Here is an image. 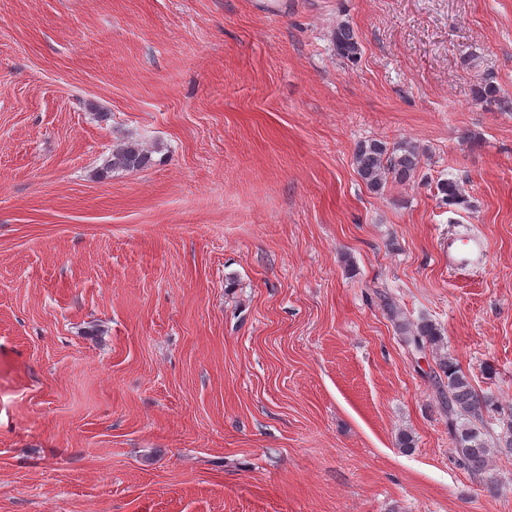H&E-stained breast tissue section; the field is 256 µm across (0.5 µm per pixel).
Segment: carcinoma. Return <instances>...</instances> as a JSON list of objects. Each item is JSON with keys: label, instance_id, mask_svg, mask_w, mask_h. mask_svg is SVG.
<instances>
[{"label": "carcinoma", "instance_id": "obj_1", "mask_svg": "<svg viewBox=\"0 0 512 512\" xmlns=\"http://www.w3.org/2000/svg\"><path fill=\"white\" fill-rule=\"evenodd\" d=\"M333 41L340 57L350 61L358 59L360 43L350 25H337ZM475 96L481 103L503 102L499 88L491 82L479 84ZM420 156L419 147L409 141L390 146L378 140H369L357 145L353 163L366 187L373 193H379L390 181L401 184L412 181L420 167ZM151 163V151L140 141L127 139L113 146L112 154L100 169L99 176L103 178L114 171H138ZM438 190L444 203H464V195L457 182L443 181ZM405 343L418 352L427 348L435 352L437 370L434 371L433 385L436 399L448 416L457 466L473 475L484 473L491 448L482 431L483 410L491 405L492 398L479 394L454 359L448 356L442 331L436 324L428 320L418 322L410 335L405 337Z\"/></svg>", "mask_w": 512, "mask_h": 512}]
</instances>
